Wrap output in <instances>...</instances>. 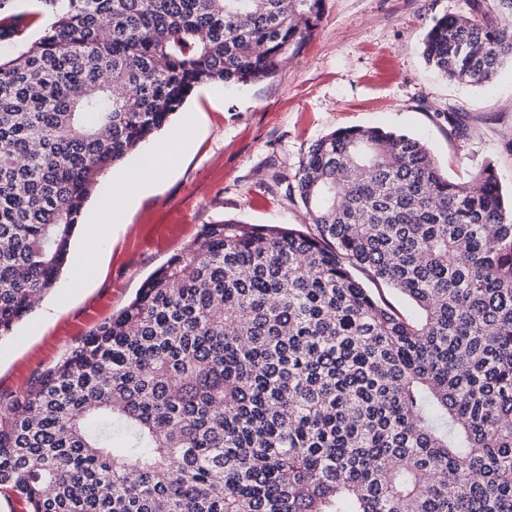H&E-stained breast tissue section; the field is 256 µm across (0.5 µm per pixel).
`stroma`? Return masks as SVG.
<instances>
[{"label": "stroma", "instance_id": "35a3bbf8", "mask_svg": "<svg viewBox=\"0 0 512 512\" xmlns=\"http://www.w3.org/2000/svg\"><path fill=\"white\" fill-rule=\"evenodd\" d=\"M467 0H325L311 39L272 78L198 88L171 118L189 146L171 174L110 224L83 281L63 272L53 290L0 338V393L24 390L126 306L144 280L224 219L307 229L288 193L310 146L349 126L403 130L425 142L455 181L485 164L512 190V64L486 85L449 82L422 57L434 17Z\"/></svg>", "mask_w": 512, "mask_h": 512}]
</instances>
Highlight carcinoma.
<instances>
[{
    "instance_id": "1",
    "label": "carcinoma",
    "mask_w": 512,
    "mask_h": 512,
    "mask_svg": "<svg viewBox=\"0 0 512 512\" xmlns=\"http://www.w3.org/2000/svg\"><path fill=\"white\" fill-rule=\"evenodd\" d=\"M0 0V337L54 288L99 179L201 85L274 75L325 0ZM433 20L425 63L512 62V0ZM313 228L205 224L134 299L0 394L22 512H512V198L377 126L317 140ZM398 291L405 312L382 290Z\"/></svg>"
}]
</instances>
